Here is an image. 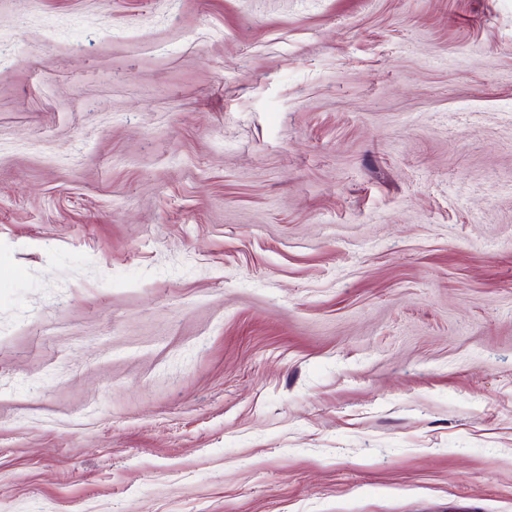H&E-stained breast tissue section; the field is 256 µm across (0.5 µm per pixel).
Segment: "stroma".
<instances>
[{
	"mask_svg": "<svg viewBox=\"0 0 512 512\" xmlns=\"http://www.w3.org/2000/svg\"><path fill=\"white\" fill-rule=\"evenodd\" d=\"M0 49V512H512V0Z\"/></svg>",
	"mask_w": 512,
	"mask_h": 512,
	"instance_id": "obj_1",
	"label": "stroma"
}]
</instances>
